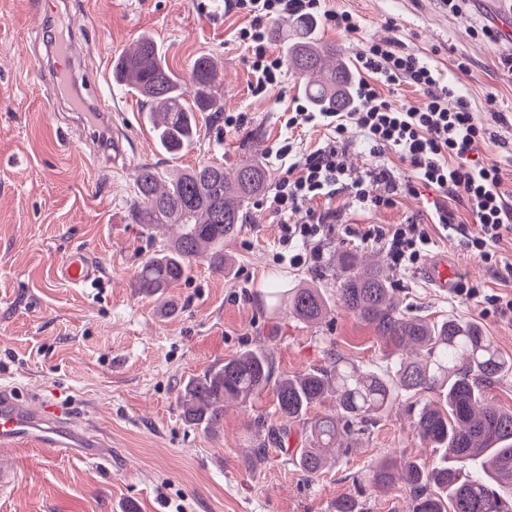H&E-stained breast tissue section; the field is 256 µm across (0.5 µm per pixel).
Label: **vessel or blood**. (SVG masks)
<instances>
[{"instance_id":"1","label":"vessel or blood","mask_w":512,"mask_h":512,"mask_svg":"<svg viewBox=\"0 0 512 512\" xmlns=\"http://www.w3.org/2000/svg\"><path fill=\"white\" fill-rule=\"evenodd\" d=\"M43 25L59 30L53 56L54 78L59 87H66L74 73L75 47L70 37L75 23L59 4H52L40 14ZM55 277L63 282L83 286L96 278L98 264L83 249L66 255L54 270ZM425 279L434 287L448 290L454 281L448 270V258L434 257L423 271ZM0 445L16 448H58L70 455L96 460L103 458L106 445L99 437L77 428L69 415L49 409L36 408L24 403L11 388L0 387Z\"/></svg>"}]
</instances>
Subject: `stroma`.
<instances>
[{"mask_svg": "<svg viewBox=\"0 0 512 512\" xmlns=\"http://www.w3.org/2000/svg\"><path fill=\"white\" fill-rule=\"evenodd\" d=\"M64 2L82 25L86 71L96 75L92 89L123 133L125 156L112 170L87 176V167L107 159L111 147L84 143L79 156L66 146L64 127L77 140L88 128L71 108L77 93L60 92L45 79L53 66L46 32L25 0H0V383L68 410L75 424L104 433L112 458L98 467L50 448L0 447V466L20 473L18 483L0 493V512H130V502L131 512H332L337 496L351 491L354 478L386 453L402 450L433 465L434 452L411 427L412 408L420 403L413 395H403L362 435L357 451L308 478L286 454L300 447L299 430H292L287 448L269 445L261 461L251 459L255 417L276 421L272 394L251 405L229 404L212 433L184 420L178 392L189 377L247 345L267 350L279 376L326 366L333 353L358 365L389 368L371 330L343 310L309 325L285 313H263L252 300L257 291L303 280L335 296L333 260L359 248L345 225L428 223L435 251L447 253L458 282L499 295L512 294V233L497 243L504 263L494 267L468 252L459 236L431 223L432 192L399 195L393 207L380 210L358 208L340 193L313 203L318 211L334 208L340 223L324 245L321 266L294 268L274 261L280 249L277 219L257 198L239 234L224 242L234 260L232 277L194 263L188 279L169 292L177 313L164 314L160 301L131 286L140 263L168 237L164 231L148 235L130 221L139 168L220 163L229 171L243 158L258 157L279 176L284 164L270 148L290 134L283 115L304 100L303 86L289 73L264 96H253L249 52L235 39L244 19L225 11L224 0ZM327 5L362 22L355 34L323 25L316 30L347 66H355L368 41L394 37L458 88L488 124L493 139L482 154L500 166L503 186L512 192V74L500 64L512 54V0H470L457 13L448 12L442 0ZM485 26L496 31V40L477 36ZM144 34L156 39L180 73L189 72L200 54L217 58L224 70V109L247 113L248 125L228 132L223 121L201 112L195 146L176 161L162 153L145 106L112 78L114 57ZM460 57L470 60L469 72L457 70ZM290 135L295 150L304 152L327 141L320 126ZM75 248L95 256L96 283L74 287L55 279V265ZM392 276L405 303L419 314L478 321L512 355V313L439 292L415 268Z\"/></svg>", "mask_w": 512, "mask_h": 512, "instance_id": "35a3bbf8", "label": "stroma"}]
</instances>
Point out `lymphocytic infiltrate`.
I'll use <instances>...</instances> for the list:
<instances>
[{
  "instance_id": "lymphocytic-infiltrate-1",
  "label": "lymphocytic infiltrate",
  "mask_w": 512,
  "mask_h": 512,
  "mask_svg": "<svg viewBox=\"0 0 512 512\" xmlns=\"http://www.w3.org/2000/svg\"><path fill=\"white\" fill-rule=\"evenodd\" d=\"M224 7L245 20L237 39L249 52L251 91L256 95L279 85L285 72L282 57L269 45L270 21L316 15L342 32L356 33L361 28L357 15L327 8L325 0H224ZM357 64L360 77L353 95L367 101V108L312 112L300 104L285 120L290 130L322 125L329 137L325 146L295 160L290 157L291 144L276 151L289 165L264 204L281 219L278 261L294 268H312L322 262V244L333 230L336 213L311 210L314 200H329L343 192L361 207L388 208L398 195L425 188L440 196L434 205L439 223L460 234L471 253L486 263H497L495 246L505 232L512 231V205L507 202L499 166L485 162L480 154L488 127L475 117L457 88L443 83L434 67L418 53L403 49L399 41L368 43ZM404 83L421 92L422 100L397 105L380 93L381 87ZM354 133L380 157V164L365 170L348 166L346 144ZM392 152L407 163L408 174L398 175L384 163V156ZM370 182L380 185L379 194H368ZM454 198L464 201L472 225L456 222L449 212L446 202ZM300 211L305 219L292 221V214ZM358 236L363 244L382 248L398 270L417 265L433 243L428 225L416 220L368 224Z\"/></svg>"
}]
</instances>
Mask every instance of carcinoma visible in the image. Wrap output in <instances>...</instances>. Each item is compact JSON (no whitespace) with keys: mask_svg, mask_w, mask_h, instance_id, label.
Masks as SVG:
<instances>
[{"mask_svg":"<svg viewBox=\"0 0 512 512\" xmlns=\"http://www.w3.org/2000/svg\"><path fill=\"white\" fill-rule=\"evenodd\" d=\"M314 21L299 17L287 28L271 30L282 44L288 70L305 81L309 104L322 112H345L353 104L352 75L336 51L311 35ZM113 79L148 106L159 147L173 158L196 144L198 112H223L218 104L222 68L210 55L197 57L188 79L166 62L160 45L141 36L134 49L118 55ZM194 90L185 102L186 84ZM268 168L247 157L231 174L217 163L201 164L166 180L153 165L140 167L131 210L146 232L176 227L170 242L135 270L133 287L163 295L186 279L193 263L232 275L224 240L241 229L244 210L264 189ZM336 299L315 283L269 288L253 297L268 314L286 311L306 323H320L340 307L369 325L392 358L381 372L330 353L329 364L292 376L274 377L270 353L245 348L183 385L179 402L186 422L207 430L219 426L224 403L247 404L270 391L281 432H257L279 441L301 429L303 445L294 449L296 466L308 477L319 474L353 445L369 422L386 413L403 394L423 396L412 428L420 442L441 453L427 468L404 452L388 453L356 480L354 492L336 498L333 512H364L362 494L399 481L409 489L408 512H512V410L491 403L486 390L512 374V355L497 347L484 327L453 317L430 320L403 304L383 265L355 252L336 257ZM334 407L310 415L326 399Z\"/></svg>","mask_w":512,"mask_h":512,"instance_id":"cac0c4a2","label":"carcinoma"}]
</instances>
